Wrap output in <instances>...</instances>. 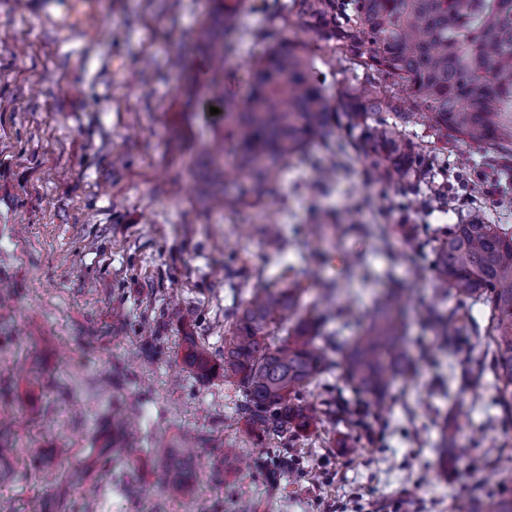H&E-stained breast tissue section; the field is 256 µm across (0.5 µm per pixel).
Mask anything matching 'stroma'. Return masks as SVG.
<instances>
[{
	"instance_id": "stroma-1",
	"label": "stroma",
	"mask_w": 512,
	"mask_h": 512,
	"mask_svg": "<svg viewBox=\"0 0 512 512\" xmlns=\"http://www.w3.org/2000/svg\"><path fill=\"white\" fill-rule=\"evenodd\" d=\"M210 0H97L87 30L61 32L30 0H0V502L10 512H324L328 503H383L399 512H452L477 494L512 486V430L492 404L490 378L448 396L455 361L432 332L412 324L423 356L377 409L338 377L334 395L360 427L341 424L298 440L300 455L273 466L277 449L247 436L241 390L200 375L185 359L192 336L224 360V313L257 287L300 279L303 308L321 282L355 256L351 306L358 332L372 300L395 277L422 303L437 302L426 208L406 209L393 190L366 181L360 164L338 170L318 193L321 142L286 162L262 202L219 212L201 193L208 148L224 133L218 96L245 99L267 43L245 38L217 69L199 37ZM440 156L449 176L479 178L469 209L512 225L485 150L452 140ZM385 212L395 233L383 244L338 231L310 235L318 211L342 224L371 223L362 201ZM276 224L286 247L264 234ZM406 259L390 265L386 247ZM133 414L137 439L112 451V409ZM491 459L439 475L442 426ZM195 443L183 495L159 490L157 447ZM245 466L224 468V446ZM81 471L72 483V471Z\"/></svg>"
}]
</instances>
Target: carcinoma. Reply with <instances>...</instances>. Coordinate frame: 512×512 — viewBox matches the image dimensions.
<instances>
[{"instance_id": "obj_1", "label": "carcinoma", "mask_w": 512, "mask_h": 512, "mask_svg": "<svg viewBox=\"0 0 512 512\" xmlns=\"http://www.w3.org/2000/svg\"><path fill=\"white\" fill-rule=\"evenodd\" d=\"M257 13L283 25L295 19L308 38L294 42L264 27H250ZM205 45L220 62L234 40L256 35L269 42L253 66L250 96L224 98V137L215 149L212 183L218 208L230 212L259 199L278 179L284 163L304 151L306 138L322 139L319 190L327 191L336 170L362 161L370 179L395 191L421 192L433 148L410 136L424 126L440 140L459 137L477 146L493 143L484 164L496 173L512 170V0H215L204 20ZM337 64L351 72L336 91L317 67ZM236 163L224 166L226 144ZM345 233L389 241L390 224H353ZM433 265L442 303L421 312L422 327L462 367L448 384L471 387L484 372L493 376V405L500 422L512 427V226L488 224L476 215L444 224L432 237ZM354 282L351 267L338 281H326L328 298ZM304 288L294 279L286 288H255L230 314L224 331V382L242 388L237 415L248 431L275 440L288 452L315 425L336 427L344 409L336 403L299 400L300 393L341 370L359 393L377 401L415 363L410 321L398 288L374 299L364 329L342 337L351 325L349 308L302 312ZM454 301V306L445 305ZM489 309L481 335L484 354L457 341L468 305ZM336 321V330L326 329ZM187 357L202 374L214 371L208 351L184 337ZM340 352V359L332 352ZM191 443L169 457L156 473L159 489L184 493ZM455 512H512V488L476 495Z\"/></svg>"}]
</instances>
